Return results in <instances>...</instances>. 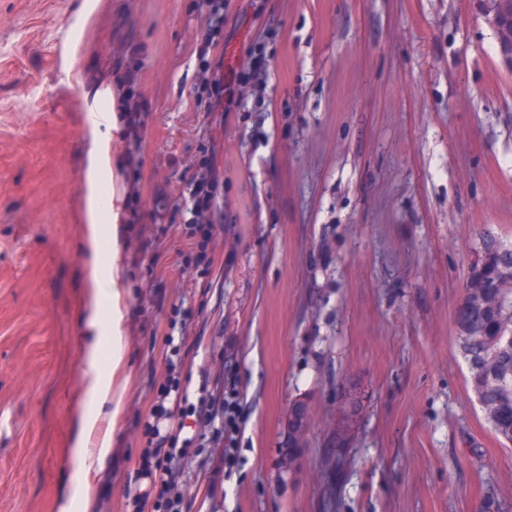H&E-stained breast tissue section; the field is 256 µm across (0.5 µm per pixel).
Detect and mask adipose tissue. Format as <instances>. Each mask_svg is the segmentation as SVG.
<instances>
[{
  "instance_id": "ef3b65f1",
  "label": "adipose tissue",
  "mask_w": 512,
  "mask_h": 512,
  "mask_svg": "<svg viewBox=\"0 0 512 512\" xmlns=\"http://www.w3.org/2000/svg\"><path fill=\"white\" fill-rule=\"evenodd\" d=\"M113 122L89 120L91 147L84 166V222L82 252L86 257V288L80 318L84 325V397L72 417L68 438L71 455L80 469L61 486L57 512H92L93 475L103 468L112 436L125 411L130 376L124 371L126 353L120 263L118 214L104 203L112 185Z\"/></svg>"
}]
</instances>
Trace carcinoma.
I'll return each instance as SVG.
<instances>
[{"mask_svg": "<svg viewBox=\"0 0 512 512\" xmlns=\"http://www.w3.org/2000/svg\"><path fill=\"white\" fill-rule=\"evenodd\" d=\"M455 324L471 388L494 433L512 443V243L481 238Z\"/></svg>", "mask_w": 512, "mask_h": 512, "instance_id": "cac0c4a2", "label": "carcinoma"}]
</instances>
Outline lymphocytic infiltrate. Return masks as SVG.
I'll list each match as a JSON object with an SVG mask.
<instances>
[{"mask_svg":"<svg viewBox=\"0 0 512 512\" xmlns=\"http://www.w3.org/2000/svg\"><path fill=\"white\" fill-rule=\"evenodd\" d=\"M145 49L133 42H125L124 52L116 58V72L121 77L125 91L120 100L121 111L127 112V132L125 150L128 161H135L142 138V127L137 118L139 107L129 89L135 81V64L141 61ZM248 67L234 72L231 79L218 76L200 75L197 83L198 94L207 97V109L221 112L226 99L234 98L241 86L247 84L266 85L268 68L263 54L251 50ZM200 170L189 184L190 210L195 216L191 235L199 246L194 256L195 264L207 261L205 248L214 237L217 226L214 211L218 205L219 174L211 153L199 156ZM190 406L186 386L178 378H170L159 390V402L145 425L148 445L140 454L139 475L144 482L136 493L139 502H152L155 512H182L183 496L179 491L185 483L184 460L187 449L178 445L180 431L174 425L175 415ZM193 407V406H190ZM198 418L213 429L218 441L223 444L221 462L225 471H233L237 465L236 440L239 431L241 402L234 381H227L224 388L211 394L209 400L193 407Z\"/></svg>","mask_w":512,"mask_h":512,"instance_id":"f902f5d3","label":"lymphocytic infiltrate"}]
</instances>
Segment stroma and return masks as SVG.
<instances>
[{
    "label": "stroma",
    "mask_w": 512,
    "mask_h": 512,
    "mask_svg": "<svg viewBox=\"0 0 512 512\" xmlns=\"http://www.w3.org/2000/svg\"><path fill=\"white\" fill-rule=\"evenodd\" d=\"M0 0V512H55L82 394L85 101L120 95L112 51L147 55L143 140L127 180L112 137L119 280L132 381L95 512L136 509L144 424L185 339L198 403L233 371L238 465L224 475L195 415L182 512H512V444L470 384L455 316L481 234L512 241V73L474 0ZM265 89L207 111L202 65L251 44ZM215 154L221 224L188 263L184 193ZM366 392L342 424V390ZM308 403L304 448L289 411ZM346 444L329 456L332 438ZM210 5V15L206 17V30L200 46L201 57H205L210 47L220 43V37L224 38V1L207 0ZM213 18L215 24H212Z\"/></svg>",
    "instance_id": "stroma-1"
}]
</instances>
